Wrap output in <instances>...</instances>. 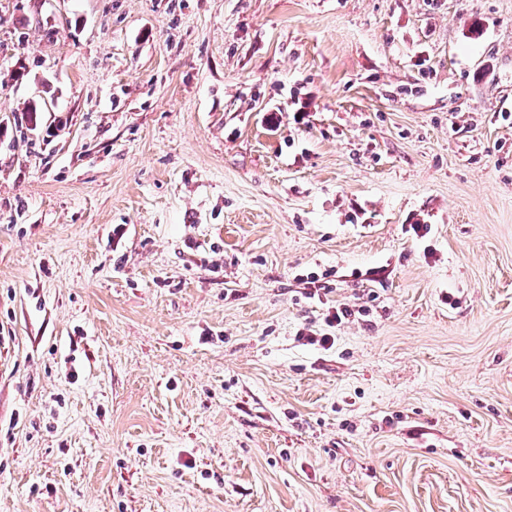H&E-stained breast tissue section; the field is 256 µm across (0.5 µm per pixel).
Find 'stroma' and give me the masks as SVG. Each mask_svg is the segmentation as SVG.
<instances>
[{
	"label": "stroma",
	"instance_id": "35a3bbf8",
	"mask_svg": "<svg viewBox=\"0 0 512 512\" xmlns=\"http://www.w3.org/2000/svg\"><path fill=\"white\" fill-rule=\"evenodd\" d=\"M0 512H512V0H0Z\"/></svg>",
	"mask_w": 512,
	"mask_h": 512
}]
</instances>
